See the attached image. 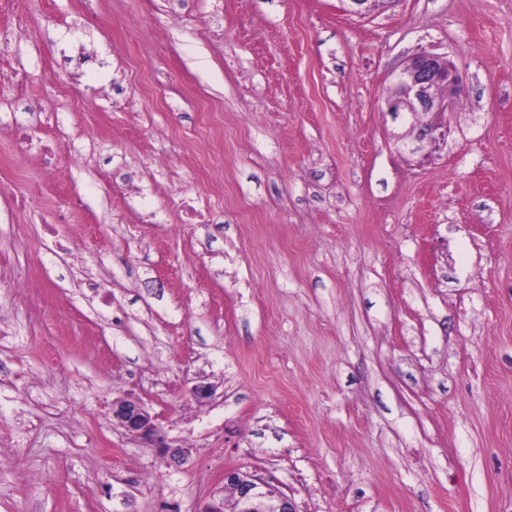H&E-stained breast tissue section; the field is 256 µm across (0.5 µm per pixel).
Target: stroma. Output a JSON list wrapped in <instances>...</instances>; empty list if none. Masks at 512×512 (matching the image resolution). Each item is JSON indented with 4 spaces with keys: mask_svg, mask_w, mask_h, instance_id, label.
<instances>
[{
    "mask_svg": "<svg viewBox=\"0 0 512 512\" xmlns=\"http://www.w3.org/2000/svg\"><path fill=\"white\" fill-rule=\"evenodd\" d=\"M0 26V114L26 68L15 118L58 151L0 129V512H201L229 469L297 512H512V0H21ZM424 49L465 87L427 161L378 110ZM112 419L127 432L143 440L157 442L155 418L140 402L128 399L113 401Z\"/></svg>",
    "mask_w": 512,
    "mask_h": 512,
    "instance_id": "stroma-1",
    "label": "stroma"
}]
</instances>
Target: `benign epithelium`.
Listing matches in <instances>:
<instances>
[{"mask_svg": "<svg viewBox=\"0 0 512 512\" xmlns=\"http://www.w3.org/2000/svg\"><path fill=\"white\" fill-rule=\"evenodd\" d=\"M461 92V79L447 57L422 51L405 61L381 105L392 122L410 126V133L394 134L403 152L425 161L447 145L449 125L441 117L454 111ZM112 419L143 440L157 441L155 418L137 401L112 402ZM224 490L230 493L231 512H297L290 496L251 474L225 471Z\"/></svg>", "mask_w": 512, "mask_h": 512, "instance_id": "obj_1", "label": "benign epithelium"}]
</instances>
